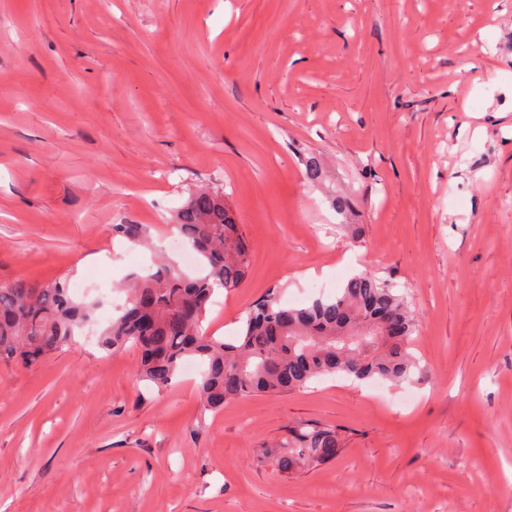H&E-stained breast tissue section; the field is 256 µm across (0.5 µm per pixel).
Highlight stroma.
Instances as JSON below:
<instances>
[{
  "instance_id": "35a3bbf8",
  "label": "stroma",
  "mask_w": 512,
  "mask_h": 512,
  "mask_svg": "<svg viewBox=\"0 0 512 512\" xmlns=\"http://www.w3.org/2000/svg\"><path fill=\"white\" fill-rule=\"evenodd\" d=\"M200 185L250 244L208 333L235 335L269 291L307 304L367 271L407 298L421 380L212 412L199 375L160 390L137 347L102 350L150 263L112 225H148L183 265L168 212ZM15 277L99 308L40 363H0V512H512V0H0ZM299 422L344 449L290 475L260 463Z\"/></svg>"
}]
</instances>
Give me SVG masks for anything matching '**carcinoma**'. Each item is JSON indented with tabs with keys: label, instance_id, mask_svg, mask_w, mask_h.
Here are the masks:
<instances>
[{
	"label": "carcinoma",
	"instance_id": "1",
	"mask_svg": "<svg viewBox=\"0 0 512 512\" xmlns=\"http://www.w3.org/2000/svg\"><path fill=\"white\" fill-rule=\"evenodd\" d=\"M183 240L199 255L204 274L189 276L161 260L149 274L133 272L122 285L128 301L100 338L115 351L128 343L141 350L140 379L165 389L181 366H204L199 396L210 411L232 399L301 390L314 380L339 377L394 385L419 379L423 367L413 352L416 318L403 294L372 273L351 276L333 296L288 307L271 292L247 312L239 334L226 341L202 329L215 290L238 287L250 248L224 203V192L200 186L172 217ZM112 233L149 245L144 224H114ZM93 304L75 302L64 279L32 283L0 281V361H40L87 323ZM341 429L298 423L259 461L290 474L329 462L344 448Z\"/></svg>",
	"mask_w": 512,
	"mask_h": 512
}]
</instances>
